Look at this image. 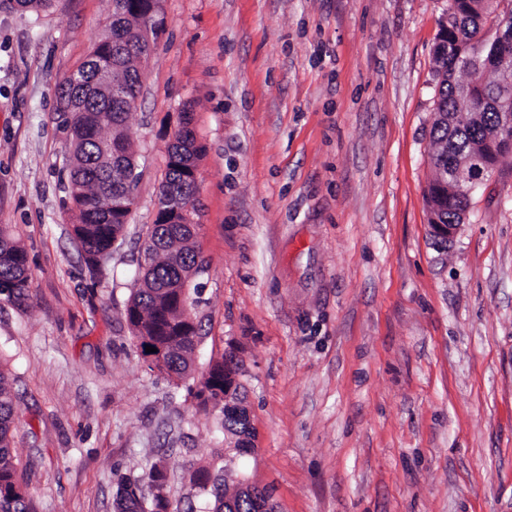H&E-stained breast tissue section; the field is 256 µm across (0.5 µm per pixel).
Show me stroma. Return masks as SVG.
Masks as SVG:
<instances>
[{
  "label": "stroma",
  "instance_id": "obj_1",
  "mask_svg": "<svg viewBox=\"0 0 512 512\" xmlns=\"http://www.w3.org/2000/svg\"><path fill=\"white\" fill-rule=\"evenodd\" d=\"M448 0H158L127 117L139 182L91 275L60 170L59 85L112 0H0V225L29 298L0 301L15 453L34 512H114L165 463L167 512H210L189 473L272 490L275 512H512V156L447 244L430 234L433 48ZM197 162L205 337L233 354L254 438L148 370L126 318L182 112Z\"/></svg>",
  "mask_w": 512,
  "mask_h": 512
}]
</instances>
